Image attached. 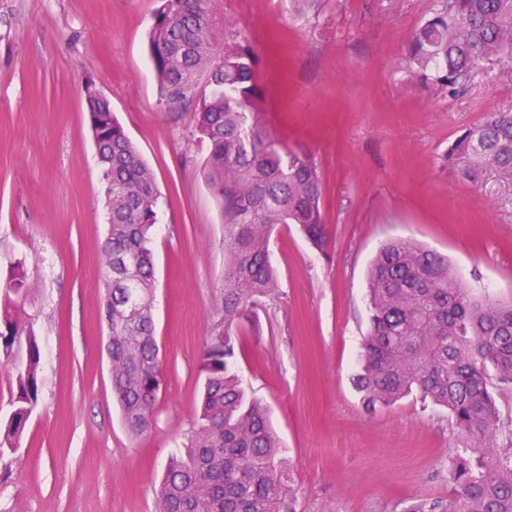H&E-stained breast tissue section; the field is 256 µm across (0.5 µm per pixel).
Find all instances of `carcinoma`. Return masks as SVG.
Returning a JSON list of instances; mask_svg holds the SVG:
<instances>
[{"label":"carcinoma","mask_w":512,"mask_h":512,"mask_svg":"<svg viewBox=\"0 0 512 512\" xmlns=\"http://www.w3.org/2000/svg\"><path fill=\"white\" fill-rule=\"evenodd\" d=\"M211 0H161L148 51L159 104L195 102L202 175L224 222V321L199 362L203 390L183 451L173 454L158 492V512H291V488L267 406L247 395L236 370L235 330L258 326L257 309L278 288L269 240L295 224L317 248L325 243L321 180L306 155L283 157L259 120L262 88L249 40L224 25ZM322 0H291L298 16ZM512 61V0H439L415 30L407 62L441 89L482 61ZM87 113L101 170L112 182L105 202L104 321L112 330V390L133 437L151 425L163 387L153 319L154 254L160 191L149 165L104 102ZM448 167L471 180L485 167L512 176V114L491 113L448 146ZM6 292L27 287L24 263ZM370 330L353 384L366 410L416 390L448 410L473 442L448 456L445 500H419L407 512H512V433L501 429L497 395L512 391V302L471 294L442 255L409 239L383 245L367 276ZM26 348L3 441L14 451L40 388L41 349L31 319L10 296L0 300V352Z\"/></svg>","instance_id":"obj_1"}]
</instances>
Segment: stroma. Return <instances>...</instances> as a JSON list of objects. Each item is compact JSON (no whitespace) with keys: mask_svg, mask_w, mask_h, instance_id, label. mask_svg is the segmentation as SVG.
<instances>
[{"mask_svg":"<svg viewBox=\"0 0 512 512\" xmlns=\"http://www.w3.org/2000/svg\"><path fill=\"white\" fill-rule=\"evenodd\" d=\"M437 0H211L258 59L260 120L281 154L313 158L327 231L317 250L276 226L279 287L237 368L269 408L294 512H406L446 498L448 455L469 447L419 395L366 412L352 385L369 328L367 271L410 239L447 257L477 296L512 300V178L450 176L447 152L490 112H512V65L493 58L457 94L404 62ZM159 0H0V290L25 262L20 303L42 350L38 403L0 454V512H156L169 456L196 417L198 364L224 318V223L192 135L194 104L166 109L147 52ZM93 77L152 168L160 198L155 336L164 368L152 425L125 430L112 394L103 187L83 82Z\"/></svg>","mask_w":512,"mask_h":512,"instance_id":"stroma-1","label":"stroma"}]
</instances>
